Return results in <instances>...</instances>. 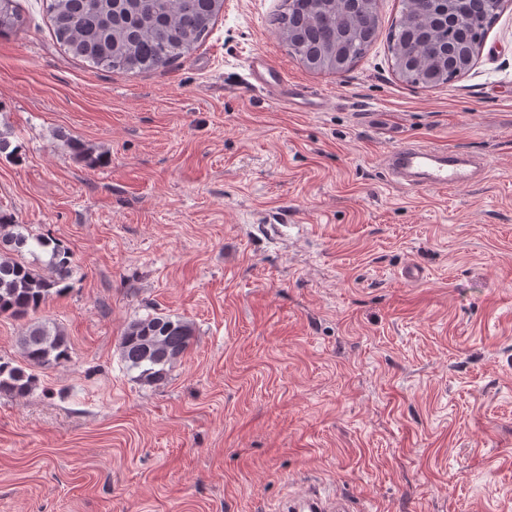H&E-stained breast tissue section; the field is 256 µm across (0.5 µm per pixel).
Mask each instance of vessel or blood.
<instances>
[{"label": "vessel or blood", "mask_w": 512, "mask_h": 512, "mask_svg": "<svg viewBox=\"0 0 512 512\" xmlns=\"http://www.w3.org/2000/svg\"><path fill=\"white\" fill-rule=\"evenodd\" d=\"M255 79L271 94H278L282 80L278 72L264 61H256ZM384 168L394 183L448 189L473 180L480 168L478 157L448 147L422 146L408 141L389 151L383 158ZM295 512H353L351 501L343 493L323 495L311 492L297 503Z\"/></svg>", "instance_id": "b4317fda"}]
</instances>
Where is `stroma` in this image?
<instances>
[{"label":"stroma","mask_w":512,"mask_h":512,"mask_svg":"<svg viewBox=\"0 0 512 512\" xmlns=\"http://www.w3.org/2000/svg\"><path fill=\"white\" fill-rule=\"evenodd\" d=\"M17 3L0 211L71 251L42 312L71 353L0 397V512H281L313 485L367 512H512V2L428 87L392 66L400 0L338 75L290 53L281 0H224L196 50L141 73L73 58L42 0ZM258 54L288 101L252 85ZM407 139L485 171L394 184ZM155 313L194 337L146 385L119 338Z\"/></svg>","instance_id":"obj_1"}]
</instances>
